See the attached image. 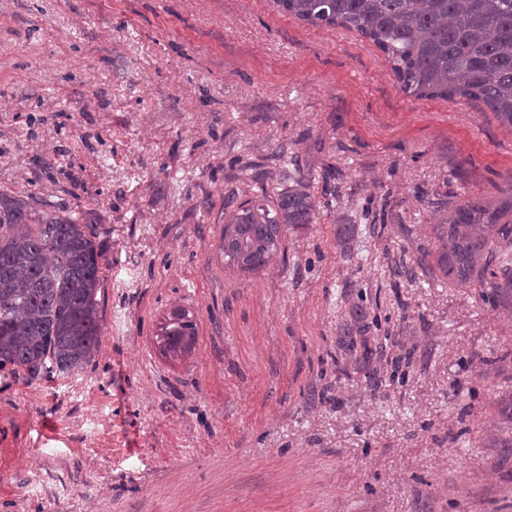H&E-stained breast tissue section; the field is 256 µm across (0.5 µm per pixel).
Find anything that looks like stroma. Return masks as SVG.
<instances>
[{
    "label": "stroma",
    "instance_id": "obj_1",
    "mask_svg": "<svg viewBox=\"0 0 512 512\" xmlns=\"http://www.w3.org/2000/svg\"><path fill=\"white\" fill-rule=\"evenodd\" d=\"M285 167L315 223L228 267ZM509 190L482 102L405 95L271 0H0V191L91 214L103 252L94 360L0 373V512H512V294L426 270L433 201ZM159 349L165 357H177L188 352L195 342L196 323L185 309L172 311L161 328Z\"/></svg>",
    "mask_w": 512,
    "mask_h": 512
}]
</instances>
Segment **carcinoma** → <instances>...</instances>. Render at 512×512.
Wrapping results in <instances>:
<instances>
[{
	"label": "carcinoma",
	"instance_id": "1",
	"mask_svg": "<svg viewBox=\"0 0 512 512\" xmlns=\"http://www.w3.org/2000/svg\"><path fill=\"white\" fill-rule=\"evenodd\" d=\"M312 26H340L369 39L413 97L478 100L512 128V0H273ZM276 197L237 205L224 225V259L252 273L277 256L283 233L315 223L310 179L283 169ZM435 225L431 274L482 290L512 288V194L495 203L462 200ZM98 225L84 215L0 193V372L67 377L101 344ZM196 323L184 309L161 328L166 357L188 352Z\"/></svg>",
	"mask_w": 512,
	"mask_h": 512
}]
</instances>
